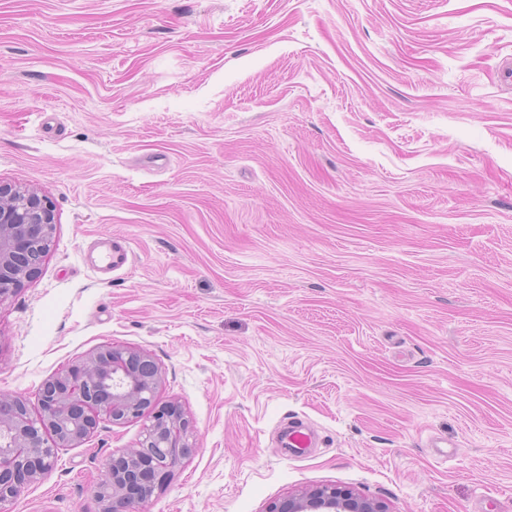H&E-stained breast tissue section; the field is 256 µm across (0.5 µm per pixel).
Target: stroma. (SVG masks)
<instances>
[{"label": "stroma", "instance_id": "stroma-1", "mask_svg": "<svg viewBox=\"0 0 512 512\" xmlns=\"http://www.w3.org/2000/svg\"><path fill=\"white\" fill-rule=\"evenodd\" d=\"M511 69L512 0H0V180L56 214L0 393L150 354L194 438L145 512L324 484L512 512ZM142 429L59 449L11 512H100ZM277 446L280 448H309L313 444L312 435L304 433L302 426L293 421H283L277 431Z\"/></svg>", "mask_w": 512, "mask_h": 512}]
</instances>
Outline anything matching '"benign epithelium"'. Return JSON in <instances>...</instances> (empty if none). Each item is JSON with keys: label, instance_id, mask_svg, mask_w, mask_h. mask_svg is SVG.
Wrapping results in <instances>:
<instances>
[{"label": "benign epithelium", "instance_id": "benign-epithelium-1", "mask_svg": "<svg viewBox=\"0 0 512 512\" xmlns=\"http://www.w3.org/2000/svg\"><path fill=\"white\" fill-rule=\"evenodd\" d=\"M55 210L35 190L0 180V302L35 278L54 242ZM162 372L146 352L104 345L48 377L33 412L0 394V512L51 472L58 449L92 438L101 421L144 419L136 446L112 458L97 484L100 512H140L189 454L190 422L178 405L157 404ZM265 512H389L341 484L322 485L270 503Z\"/></svg>", "mask_w": 512, "mask_h": 512}]
</instances>
